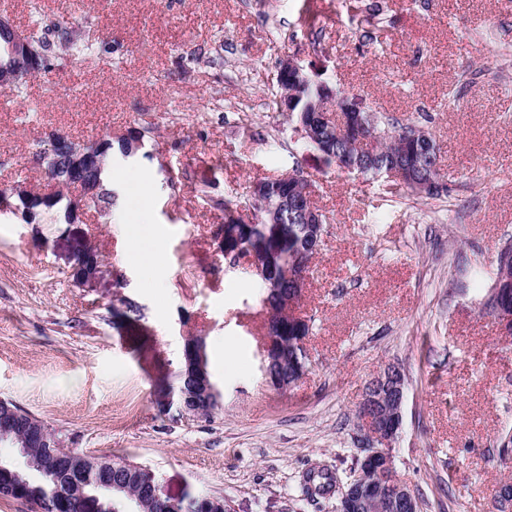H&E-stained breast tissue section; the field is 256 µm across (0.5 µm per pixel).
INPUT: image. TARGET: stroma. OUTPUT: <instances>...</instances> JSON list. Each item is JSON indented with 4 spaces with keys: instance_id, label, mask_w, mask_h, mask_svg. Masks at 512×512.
I'll return each instance as SVG.
<instances>
[{
    "instance_id": "1",
    "label": "stroma",
    "mask_w": 512,
    "mask_h": 512,
    "mask_svg": "<svg viewBox=\"0 0 512 512\" xmlns=\"http://www.w3.org/2000/svg\"><path fill=\"white\" fill-rule=\"evenodd\" d=\"M39 2L44 24L95 38L112 65L85 71L64 54L24 91L0 88V190L46 191L31 153L50 133L86 141L145 120L156 130L146 157L111 164L112 215L0 217V398L46 421L64 448L150 467L169 496L334 512L335 498L303 495L301 476L324 465L349 478L362 392L396 363L407 392L391 451L420 512H492L497 486L512 482V463L498 460L512 432V336L483 315L481 288L512 239V0H363L378 11L357 22L345 0H72L64 14ZM289 56L366 109L428 115L449 195L391 193L297 147L267 106ZM297 166L330 222L299 306L313 320L307 370L279 392L260 369L259 280L227 269L224 214L202 197L242 195ZM126 223L145 255L137 265ZM78 241L107 264L97 287L72 278ZM148 277L163 290L142 287ZM122 296L144 331L113 318ZM191 336L204 337L222 392L194 421L153 404Z\"/></svg>"
}]
</instances>
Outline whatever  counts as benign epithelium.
<instances>
[{
    "mask_svg": "<svg viewBox=\"0 0 512 512\" xmlns=\"http://www.w3.org/2000/svg\"><path fill=\"white\" fill-rule=\"evenodd\" d=\"M0 30L7 33L9 43L7 49L10 55L21 66L33 68L42 72L39 59L31 49V35L27 31L16 28L10 19L0 14ZM278 72L294 86V90L285 94L281 100L280 111L291 112L297 101L303 98V92L313 88L323 98L336 103V112L350 118L353 125V140L346 152L336 158V167L344 172L362 171L370 164L375 155L374 146L379 133L375 127L368 124L365 117L366 109L354 97L343 94L330 87L325 82H314L306 74L297 59L288 57L282 60ZM332 121L331 114L320 110L311 115L307 124H299L296 132L310 142L319 137L322 124ZM426 133L414 134L411 139L415 143H403L404 156L395 160L393 167L387 171L388 179L410 187L416 192L427 195L444 190L443 181L426 173L425 158L432 151V143L422 142L420 138ZM58 148L67 155L70 167L75 170L96 168L99 165L100 140L77 142L62 133L53 134ZM256 207L265 212L276 213L280 207L296 210L301 214L306 224L308 251L318 252L323 225L318 213L310 209L300 208L299 199L290 195L285 197L280 188L271 186L265 181L253 183L249 191ZM90 194L81 193L71 198L69 221L72 224L83 222L87 212ZM253 212L239 210L225 218L224 226V255L227 266L236 268L247 265L258 276L265 277L263 265L256 260H246L243 256V243L238 238L237 231L232 229L234 224L249 223ZM87 250L81 248L76 256L73 272L80 274L76 284L81 288H93L103 277L104 263L96 262L89 268L84 264ZM307 251L297 254L288 264L280 267L278 278L288 282V298L284 299L279 312V324L273 332H267L261 347L262 365L274 363L280 354L284 335L287 329L297 335L296 345L304 346L303 336L305 320L298 313L304 288L307 284ZM500 329L505 333L512 332V302L501 299L493 302L487 308ZM182 371L192 381L191 389L183 386L164 385L158 388L154 395V403L159 413L167 414L176 410L184 419L194 420L209 417L221 404V391L208 368L206 344L202 336H196L186 346L183 353ZM405 375L399 366L389 364L372 377L367 383L362 398L357 405L359 420L363 435L370 438V444L363 449L360 466L353 471L345 488L336 502V512H381L387 508L389 512H419V503L414 491L404 482L381 483L377 486L368 481V473L376 472L381 476H392L396 472L391 453V443L398 435L402 423V407L405 399ZM22 412L7 408L0 421V444L11 442L20 443L16 448L17 459L15 466L39 469L43 472L54 470V464L61 458L69 460L71 471L64 473L66 493L63 502L66 506L88 502L89 482L83 478L82 462L66 452L62 455L56 451L52 431L45 428L31 430L28 433L17 432L16 419ZM141 489H129L124 482L104 483L102 487L110 490L112 497L120 499L127 493L136 501L139 509L148 512H174L180 500L169 497L160 483L155 481L153 473L148 472L140 478ZM20 475L8 465L0 463V496H12L21 493ZM497 512H512V486L499 485L494 499Z\"/></svg>",
    "mask_w": 512,
    "mask_h": 512,
    "instance_id": "benign-epithelium-1",
    "label": "benign epithelium"
}]
</instances>
